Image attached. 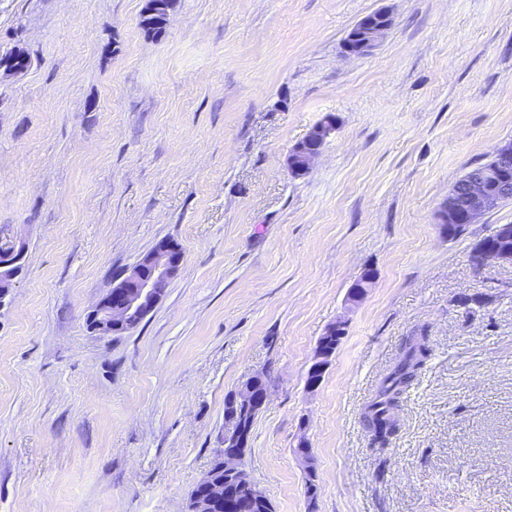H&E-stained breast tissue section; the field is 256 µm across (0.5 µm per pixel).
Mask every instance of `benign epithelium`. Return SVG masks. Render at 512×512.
<instances>
[{
  "mask_svg": "<svg viewBox=\"0 0 512 512\" xmlns=\"http://www.w3.org/2000/svg\"><path fill=\"white\" fill-rule=\"evenodd\" d=\"M393 15L388 9L375 10L350 30L344 39L345 53L352 56L370 54L379 41L393 26ZM336 115H326L313 127L309 135L293 146L288 155V168L293 174L305 173L312 160L319 154L326 139L336 132ZM497 163L489 169L471 172L448 200L437 211L440 234L453 238L455 231L479 223L504 195L512 194V142L496 148ZM512 248V225L500 224L478 251L473 266L483 270L490 263L502 262L505 251ZM26 248L3 237L0 230V298H4L25 264ZM183 264V254L175 244L163 240L144 255L131 269L126 281L114 286L96 304L87 320L93 330L107 334L127 331L137 327L162 297L169 282ZM336 346V337L322 336L318 339L314 361L307 377V385L316 387L323 376L322 360L331 358ZM240 401L259 408L267 398V392H256L251 382H246L235 393ZM224 461V481L216 483L206 474L197 483L193 495L191 512H203L214 501L220 502L223 512H249L252 505L264 503V494L257 488L242 497L241 456L235 448H224L220 452Z\"/></svg>",
  "mask_w": 512,
  "mask_h": 512,
  "instance_id": "benign-epithelium-1",
  "label": "benign epithelium"
}]
</instances>
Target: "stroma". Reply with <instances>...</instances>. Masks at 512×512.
Here are the masks:
<instances>
[{"label": "stroma", "instance_id": "35a3bbf8", "mask_svg": "<svg viewBox=\"0 0 512 512\" xmlns=\"http://www.w3.org/2000/svg\"><path fill=\"white\" fill-rule=\"evenodd\" d=\"M147 4L0 0V55L31 60L0 70V227L27 250L0 305V512H186L255 375L243 465L274 512H512V264L469 261L512 203L453 241L435 222L512 140V0H172L158 37ZM381 7L392 28L345 54ZM168 239L184 262L153 310L93 333ZM420 329L430 355L378 447L364 410ZM393 22V15L388 9L381 8L367 14L345 37V53L357 57L370 54L392 28ZM338 123L335 114H327L313 127L309 135L293 146L288 155V168L293 174L306 173L312 160L319 154L326 139L336 132ZM336 346L335 336H320L317 342L314 361L310 367L307 377V385L309 388L316 387L323 376L324 366L321 363L325 358L330 359L333 352V348Z\"/></svg>", "mask_w": 512, "mask_h": 512}]
</instances>
